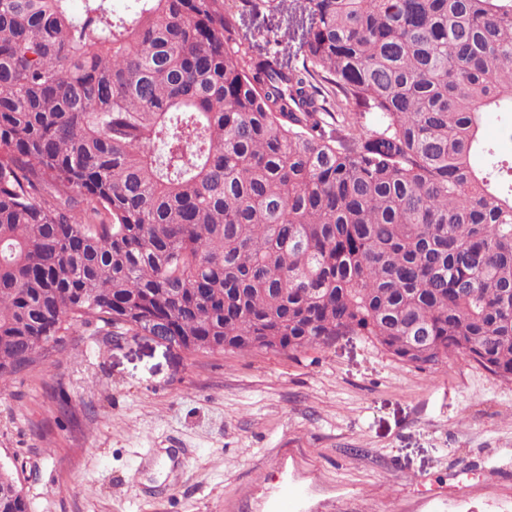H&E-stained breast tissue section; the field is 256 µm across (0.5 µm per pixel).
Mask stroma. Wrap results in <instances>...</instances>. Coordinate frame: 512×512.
Instances as JSON below:
<instances>
[{"mask_svg": "<svg viewBox=\"0 0 512 512\" xmlns=\"http://www.w3.org/2000/svg\"><path fill=\"white\" fill-rule=\"evenodd\" d=\"M303 6L238 14L242 50L274 28L295 64ZM0 465L29 512H512V383L358 336L188 355L87 325L0 389Z\"/></svg>", "mask_w": 512, "mask_h": 512, "instance_id": "35a3bbf8", "label": "stroma"}]
</instances>
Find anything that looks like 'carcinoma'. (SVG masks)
Instances as JSON below:
<instances>
[{"label":"carcinoma","instance_id":"obj_1","mask_svg":"<svg viewBox=\"0 0 512 512\" xmlns=\"http://www.w3.org/2000/svg\"><path fill=\"white\" fill-rule=\"evenodd\" d=\"M0 0V383L80 325L189 354L360 336L512 382V0ZM341 132L329 135L326 118ZM480 156L477 168L471 159ZM0 512H29L0 467ZM303 0H293L288 12L277 16L238 13V31L242 51L250 55L267 48V30L278 29L280 56L286 65H294L299 58V46L308 18L303 10ZM482 134L485 139L493 142L499 153L512 162V135L504 131V123L496 112H489L482 128Z\"/></svg>","mask_w":512,"mask_h":512}]
</instances>
